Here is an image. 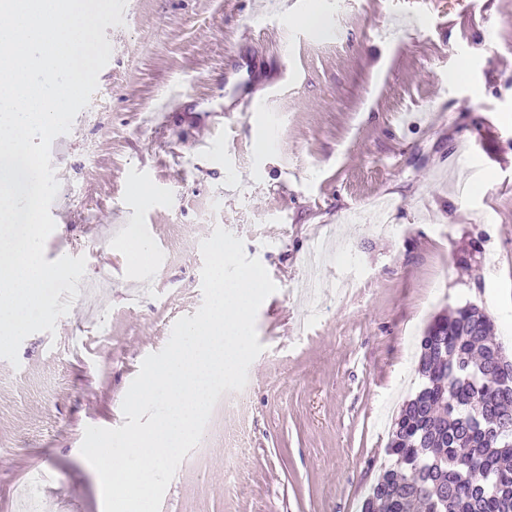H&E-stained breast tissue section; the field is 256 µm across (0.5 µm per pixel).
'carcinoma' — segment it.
<instances>
[{
  "instance_id": "obj_1",
  "label": "carcinoma",
  "mask_w": 512,
  "mask_h": 512,
  "mask_svg": "<svg viewBox=\"0 0 512 512\" xmlns=\"http://www.w3.org/2000/svg\"><path fill=\"white\" fill-rule=\"evenodd\" d=\"M417 373L362 512H512V361L492 319L474 304L437 317Z\"/></svg>"
}]
</instances>
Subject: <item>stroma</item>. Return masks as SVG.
I'll return each instance as SVG.
<instances>
[{"instance_id":"35a3bbf8","label":"stroma","mask_w":512,"mask_h":512,"mask_svg":"<svg viewBox=\"0 0 512 512\" xmlns=\"http://www.w3.org/2000/svg\"><path fill=\"white\" fill-rule=\"evenodd\" d=\"M254 2L127 0L104 30L108 67L51 157L69 195L45 258L85 257L112 291L92 315L61 293L55 332L0 359V512H103L84 429L124 425L142 360L202 303L218 226L277 290L161 512H360L433 318L477 304L512 357V0ZM176 86L185 111L144 124ZM220 109L218 154L196 153ZM376 197L385 232L361 216ZM123 224L141 256L103 249Z\"/></svg>"}]
</instances>
